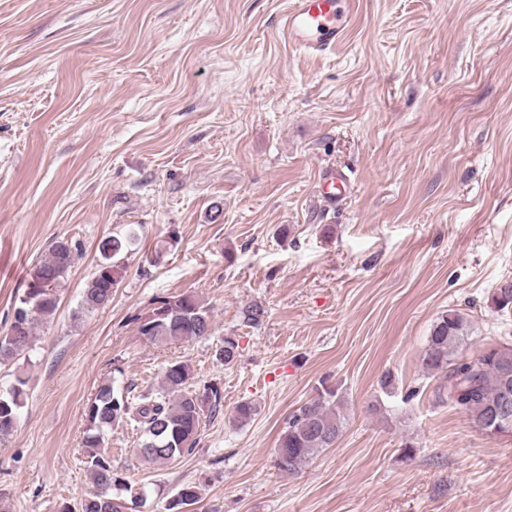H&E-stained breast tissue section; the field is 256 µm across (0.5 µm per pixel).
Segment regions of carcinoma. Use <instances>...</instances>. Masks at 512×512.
Masks as SVG:
<instances>
[{"label":"carcinoma","mask_w":512,"mask_h":512,"mask_svg":"<svg viewBox=\"0 0 512 512\" xmlns=\"http://www.w3.org/2000/svg\"><path fill=\"white\" fill-rule=\"evenodd\" d=\"M135 240V235L129 234L101 242L102 261L83 288L75 318L92 314L111 301L115 285L113 263L127 256ZM76 255V246L60 239L50 246L48 256L34 266L33 274L49 284L52 292L36 293L27 287L18 297L13 324L9 325L10 329L17 328V334L8 331L0 336L1 364L32 349L35 327L38 321L55 313L59 288ZM491 304L497 311L512 307V281L495 289ZM138 333L156 345L206 337L211 334L210 313L192 293L160 298L139 322ZM469 336L470 324L462 312H442L431 327L422 365L429 374L441 376L440 388L448 404L492 436L505 397L512 398V346L490 345L465 353ZM237 355L238 343L225 337L216 351L217 359L230 364ZM27 382L26 377L18 375L15 383L0 394V439L11 435L17 426ZM221 397L220 388L214 384L195 387L191 367L178 360L164 367L161 387L155 392L133 395L131 389L123 391L112 381L102 384L86 408L84 458L95 491L82 499L81 512H130L147 497L146 487L123 478L102 452L101 443L107 432L123 423L132 426L140 434L135 453L141 462L164 465L195 452L203 419L219 410ZM340 405L337 390L329 386L288 416L275 449L278 469L294 473L316 452L336 443L344 429ZM256 412V405L244 401L236 406L234 420L244 426ZM202 499L201 487L185 484L167 498L165 512H192L191 506Z\"/></svg>","instance_id":"cac0c4a2"}]
</instances>
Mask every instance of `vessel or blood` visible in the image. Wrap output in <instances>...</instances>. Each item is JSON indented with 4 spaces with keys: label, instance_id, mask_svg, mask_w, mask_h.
<instances>
[{
    "label": "vessel or blood",
    "instance_id": "b4317fda",
    "mask_svg": "<svg viewBox=\"0 0 512 512\" xmlns=\"http://www.w3.org/2000/svg\"><path fill=\"white\" fill-rule=\"evenodd\" d=\"M353 0H288L280 35L289 47L327 52L345 37L352 20ZM348 183L347 176L330 169L321 178V199L335 204Z\"/></svg>",
    "mask_w": 512,
    "mask_h": 512
}]
</instances>
